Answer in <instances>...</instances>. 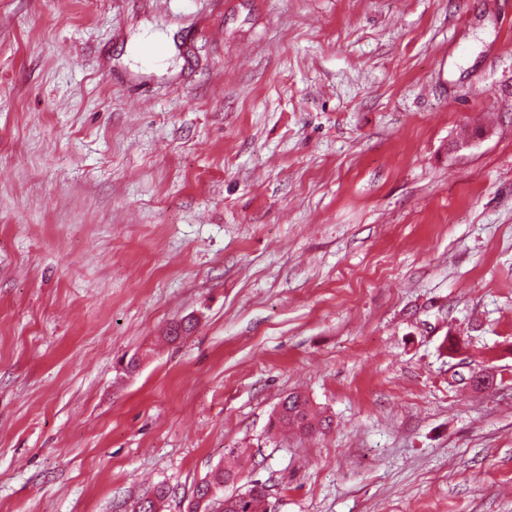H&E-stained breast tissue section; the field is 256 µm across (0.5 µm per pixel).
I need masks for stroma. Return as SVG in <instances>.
<instances>
[{
    "label": "stroma",
    "instance_id": "35a3bbf8",
    "mask_svg": "<svg viewBox=\"0 0 512 512\" xmlns=\"http://www.w3.org/2000/svg\"><path fill=\"white\" fill-rule=\"evenodd\" d=\"M235 448L271 512H512V0H0V512ZM284 400L287 402L284 404V412L273 417V424L278 430L293 428L303 434H312L319 429L329 428V418H319L307 395L291 392Z\"/></svg>",
    "mask_w": 512,
    "mask_h": 512
}]
</instances>
